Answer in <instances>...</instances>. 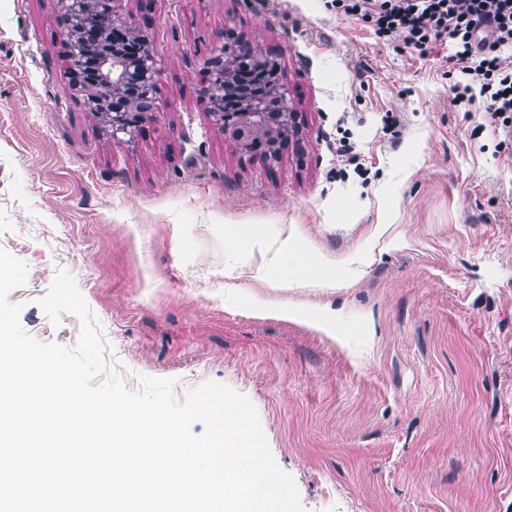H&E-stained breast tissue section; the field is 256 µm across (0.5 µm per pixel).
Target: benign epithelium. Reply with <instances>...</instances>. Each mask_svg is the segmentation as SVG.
<instances>
[{
  "label": "benign epithelium",
  "mask_w": 512,
  "mask_h": 512,
  "mask_svg": "<svg viewBox=\"0 0 512 512\" xmlns=\"http://www.w3.org/2000/svg\"><path fill=\"white\" fill-rule=\"evenodd\" d=\"M115 2L61 0L68 76L85 108L112 128V138H132L162 108L156 97L159 63L146 30H130L121 41L110 34L122 27ZM279 73L262 48L232 28L224 29V48L205 61L204 94L214 128L243 154L275 161L281 145L299 131V112Z\"/></svg>",
  "instance_id": "1"
}]
</instances>
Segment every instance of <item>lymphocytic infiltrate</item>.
Returning a JSON list of instances; mask_svg holds the SVG:
<instances>
[{"label": "lymphocytic infiltrate", "instance_id": "f902f5d3", "mask_svg": "<svg viewBox=\"0 0 512 512\" xmlns=\"http://www.w3.org/2000/svg\"><path fill=\"white\" fill-rule=\"evenodd\" d=\"M331 6L422 52L451 41L467 78L452 87L456 101L481 100L495 122L512 126V0H331Z\"/></svg>", "mask_w": 512, "mask_h": 512}]
</instances>
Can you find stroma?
<instances>
[{
    "mask_svg": "<svg viewBox=\"0 0 512 512\" xmlns=\"http://www.w3.org/2000/svg\"><path fill=\"white\" fill-rule=\"evenodd\" d=\"M116 11L149 22L162 101L121 140L72 94L60 0H0V248L27 266L8 294L23 330L76 344L78 318L40 305L67 272L125 388L148 375L180 400L212 381L247 397L306 512H512V144L455 102L451 43L419 53L325 0ZM228 28L279 63L301 114L275 163L212 125L203 63ZM229 224L331 261L387 230L356 284L274 295L254 277L262 245L229 248ZM228 282L335 309L351 347L225 307Z\"/></svg>",
    "mask_w": 512,
    "mask_h": 512,
    "instance_id": "1",
    "label": "stroma"
}]
</instances>
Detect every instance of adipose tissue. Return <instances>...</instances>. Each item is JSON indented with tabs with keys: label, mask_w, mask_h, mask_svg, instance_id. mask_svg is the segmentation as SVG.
I'll use <instances>...</instances> for the list:
<instances>
[{
	"label": "adipose tissue",
	"mask_w": 512,
	"mask_h": 512,
	"mask_svg": "<svg viewBox=\"0 0 512 512\" xmlns=\"http://www.w3.org/2000/svg\"><path fill=\"white\" fill-rule=\"evenodd\" d=\"M272 268H259L256 276L272 289H317L336 292L343 282L330 270L325 258L305 249L295 236H288L273 244Z\"/></svg>",
	"instance_id": "obj_1"
}]
</instances>
